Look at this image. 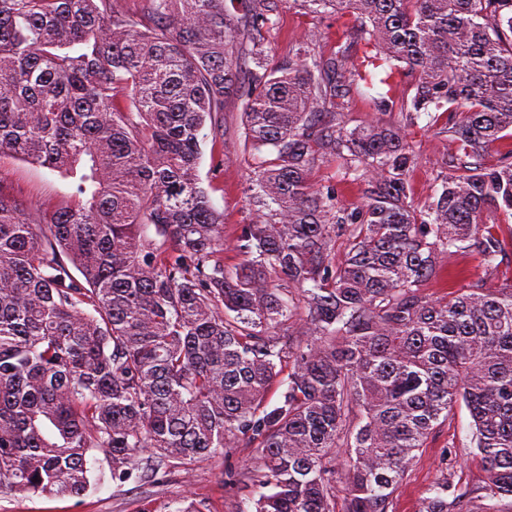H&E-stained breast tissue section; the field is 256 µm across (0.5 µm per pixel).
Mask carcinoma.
<instances>
[{
    "instance_id": "obj_1",
    "label": "carcinoma",
    "mask_w": 512,
    "mask_h": 512,
    "mask_svg": "<svg viewBox=\"0 0 512 512\" xmlns=\"http://www.w3.org/2000/svg\"><path fill=\"white\" fill-rule=\"evenodd\" d=\"M282 2L0 0V156L73 183L47 218L0 186V496L78 497L95 450L124 482L244 438L241 512H336L339 480L341 512H389L462 404L485 479L443 476L421 512L512 497V280L422 294L455 254L506 256L481 216L512 217V150L482 156L512 130V0H293L350 16L366 51L316 54L312 34L274 68L252 31ZM362 89L385 119L350 128ZM231 97L260 209L226 270L198 166ZM424 116L448 152L419 208L406 130ZM328 159L362 204L313 187Z\"/></svg>"
}]
</instances>
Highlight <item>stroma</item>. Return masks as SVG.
<instances>
[{
    "label": "stroma",
    "mask_w": 512,
    "mask_h": 512,
    "mask_svg": "<svg viewBox=\"0 0 512 512\" xmlns=\"http://www.w3.org/2000/svg\"><path fill=\"white\" fill-rule=\"evenodd\" d=\"M347 24V19L316 16L297 4L283 6L273 16L271 25L261 30L260 40L269 64L276 66L288 61L295 44L312 31L319 36L317 51H330L342 40ZM241 112L240 101L226 100L224 138L216 143L205 141L198 168L200 181L210 188L215 207L224 215V266L229 270L240 261L234 243L255 209L247 191L255 160L245 143ZM408 135L418 152L411 183L413 200L420 206L434 191L446 145L422 122L409 129ZM0 186L19 203L26 206L38 203L47 211L53 210L72 191L70 180L58 173L11 156L0 158ZM450 266L447 277L424 284L423 292L429 299L443 298L472 281L481 280L495 288L503 280L502 275L486 273L480 261L469 255L453 257ZM471 437L467 409L455 408L447 423L418 451L392 495L391 512H420L430 488L443 474L458 486L479 485L484 472ZM254 454L253 447L242 441L228 453L199 463L192 472L173 471L163 482L143 485L132 480L122 484L112 481L109 459L96 451L91 459V485L83 495L65 501L33 495L2 496L0 512H174L178 502L184 499L200 504L202 512H239L248 491L243 487L228 488L226 481L229 472L246 468Z\"/></svg>",
    "instance_id": "obj_1"
}]
</instances>
